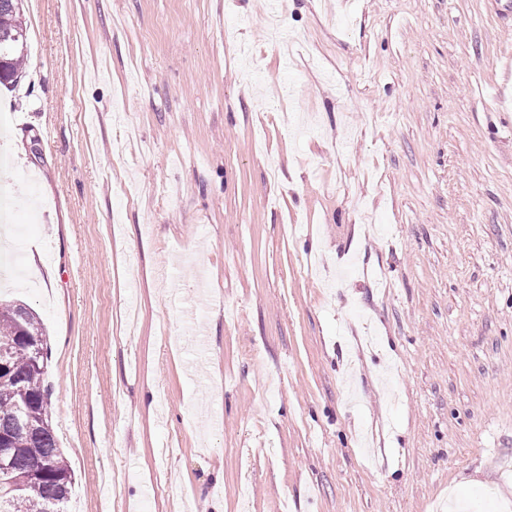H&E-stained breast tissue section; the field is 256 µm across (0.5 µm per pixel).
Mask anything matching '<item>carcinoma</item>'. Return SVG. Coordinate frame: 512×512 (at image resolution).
I'll list each match as a JSON object with an SVG mask.
<instances>
[{"mask_svg": "<svg viewBox=\"0 0 512 512\" xmlns=\"http://www.w3.org/2000/svg\"><path fill=\"white\" fill-rule=\"evenodd\" d=\"M22 0H0V84L25 62ZM0 434L14 452L0 469V512H68L74 473L59 448L46 383L48 343L42 320L23 304L0 303Z\"/></svg>", "mask_w": 512, "mask_h": 512, "instance_id": "1", "label": "carcinoma"}]
</instances>
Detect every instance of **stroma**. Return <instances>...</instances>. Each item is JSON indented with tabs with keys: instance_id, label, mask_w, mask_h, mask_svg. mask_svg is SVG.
I'll use <instances>...</instances> for the list:
<instances>
[{
	"instance_id": "1",
	"label": "stroma",
	"mask_w": 512,
	"mask_h": 512,
	"mask_svg": "<svg viewBox=\"0 0 512 512\" xmlns=\"http://www.w3.org/2000/svg\"><path fill=\"white\" fill-rule=\"evenodd\" d=\"M23 0L0 197L69 512L512 502V10Z\"/></svg>"
}]
</instances>
